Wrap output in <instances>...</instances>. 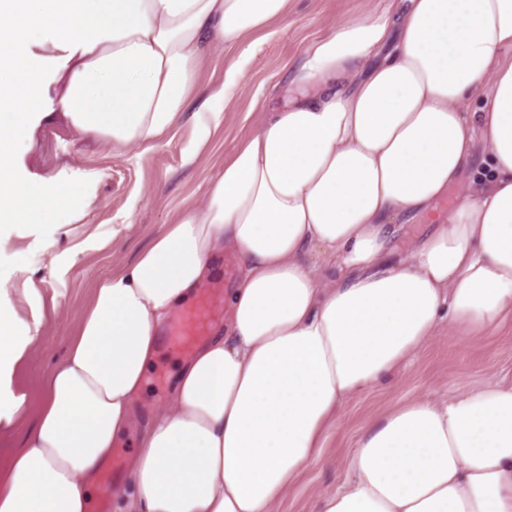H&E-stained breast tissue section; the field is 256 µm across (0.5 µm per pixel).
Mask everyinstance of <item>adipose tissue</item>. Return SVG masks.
Returning <instances> with one entry per match:
<instances>
[{
  "label": "adipose tissue",
  "instance_id": "obj_1",
  "mask_svg": "<svg viewBox=\"0 0 512 512\" xmlns=\"http://www.w3.org/2000/svg\"><path fill=\"white\" fill-rule=\"evenodd\" d=\"M291 0H0V59L65 48L56 103L31 73L0 113V223L67 224L72 183L18 179L38 112L113 153H145L192 117L185 163ZM55 14L22 28L19 15ZM512 0H407L347 10L309 43L286 103L261 112L201 202L95 286L34 425L0 475V512H89L98 475L137 431L119 512H275L322 459L342 404L393 377L441 331L512 317ZM239 49L220 89L200 70ZM457 203L409 255L404 225ZM226 318L138 418L160 334L225 255ZM41 313L0 301V373L36 352ZM318 512H512V385L415 398L368 424Z\"/></svg>",
  "mask_w": 512,
  "mask_h": 512
}]
</instances>
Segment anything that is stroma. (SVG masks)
<instances>
[{
	"mask_svg": "<svg viewBox=\"0 0 512 512\" xmlns=\"http://www.w3.org/2000/svg\"><path fill=\"white\" fill-rule=\"evenodd\" d=\"M364 3L292 0L287 18L272 23V37L248 35L253 62L242 87L225 100L227 119L195 166L183 164L191 135L186 121L141 156L113 154L92 137L77 135L59 116L34 126L31 139L17 150L16 173L28 179L72 182L73 221L63 227L0 226V298L20 303L26 281L34 279L40 281L43 297L55 298L58 305L40 329L39 355L19 363L13 372L12 386L26 399L12 424L0 422L1 469L37 414L41 381L62 357L95 284L133 260L181 209L203 198L210 180L223 171L225 161L250 133L260 110L281 106L288 69L300 63L304 47L331 31L345 10ZM129 211L135 218L132 232L112 239L113 225L123 223ZM78 243L83 249L74 261L56 269L49 266V256L66 253ZM185 358L170 336H163L151 381L135 403L137 416H146L166 401L169 373ZM501 382L512 383V319L478 342L464 336L437 337L394 379L344 403L338 426L324 441L323 463L300 477L278 504V512H315L317 494L334 490L345 480V460L364 427L388 408Z\"/></svg>",
	"mask_w": 512,
	"mask_h": 512,
	"instance_id": "1",
	"label": "stroma"
}]
</instances>
